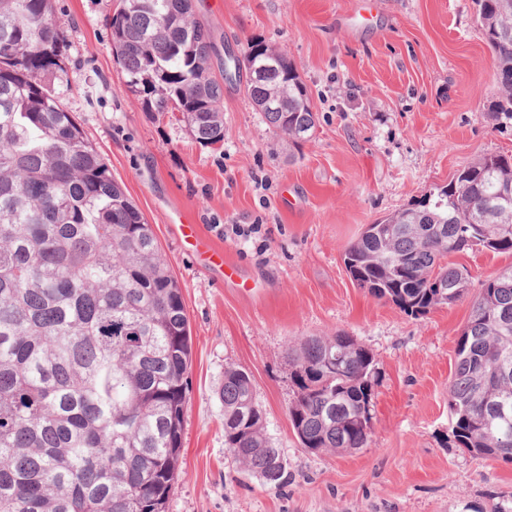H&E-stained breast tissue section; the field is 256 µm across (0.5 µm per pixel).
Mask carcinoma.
Returning a JSON list of instances; mask_svg holds the SVG:
<instances>
[{
	"label": "carcinoma",
	"mask_w": 512,
	"mask_h": 512,
	"mask_svg": "<svg viewBox=\"0 0 512 512\" xmlns=\"http://www.w3.org/2000/svg\"><path fill=\"white\" fill-rule=\"evenodd\" d=\"M496 61L495 113L512 120V0H476ZM112 51L148 112H179L201 145L224 141V83L188 0H120ZM246 95L300 145L315 132L288 57ZM66 46L53 0H0V512H166L180 469L190 333L152 225L51 88ZM512 155L459 169L436 195L368 224L343 262L369 296L420 317L469 294L448 255L512 253ZM442 287H437V284ZM448 386L456 445L512 463V269L479 282ZM288 418L302 448L341 454L372 428L375 356L353 337L291 349ZM224 445L241 471L288 478L251 375L224 369Z\"/></svg>",
	"instance_id": "cac0c4a2"
}]
</instances>
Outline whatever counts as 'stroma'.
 Listing matches in <instances>:
<instances>
[{"mask_svg":"<svg viewBox=\"0 0 512 512\" xmlns=\"http://www.w3.org/2000/svg\"><path fill=\"white\" fill-rule=\"evenodd\" d=\"M68 46L54 84L64 107L151 224L181 289L191 361L182 463L167 512H484L512 498V464L451 439L448 382L472 300L420 318L351 280L343 251L366 225L437 192L479 156L512 154V120L493 111L494 58L474 0H194L219 49L262 39L297 66L317 116L289 146L244 91L224 86V141L144 111L112 52V0H53ZM261 221L268 249L225 239ZM234 261L235 282L184 253L180 222ZM474 281L512 253L451 255ZM344 332L378 362L367 447L301 448L289 419L288 351ZM251 374L287 461L278 487L241 473L224 446V369Z\"/></svg>","mask_w":512,"mask_h":512,"instance_id":"stroma-1","label":"stroma"}]
</instances>
